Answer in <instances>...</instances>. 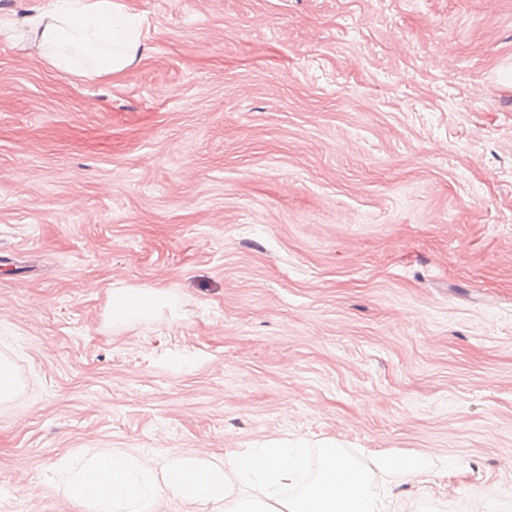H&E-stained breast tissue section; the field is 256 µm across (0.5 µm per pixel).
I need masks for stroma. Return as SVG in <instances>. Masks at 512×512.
Returning <instances> with one entry per match:
<instances>
[{"mask_svg": "<svg viewBox=\"0 0 512 512\" xmlns=\"http://www.w3.org/2000/svg\"><path fill=\"white\" fill-rule=\"evenodd\" d=\"M0 0V512L74 448L275 439L402 512H512V0H124L140 61L52 67ZM115 286L175 319L119 329ZM19 387L20 382L13 363L0 354V403L10 401Z\"/></svg>", "mask_w": 512, "mask_h": 512, "instance_id": "stroma-1", "label": "stroma"}]
</instances>
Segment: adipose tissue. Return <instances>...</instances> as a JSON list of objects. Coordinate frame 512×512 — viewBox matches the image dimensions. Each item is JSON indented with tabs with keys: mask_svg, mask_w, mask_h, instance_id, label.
I'll return each mask as SVG.
<instances>
[{
	"mask_svg": "<svg viewBox=\"0 0 512 512\" xmlns=\"http://www.w3.org/2000/svg\"><path fill=\"white\" fill-rule=\"evenodd\" d=\"M26 24L45 60L72 75L79 72L71 55L75 49L91 59L90 72L98 76L125 71L143 53L139 24L124 0H51ZM170 303L160 288L117 287L108 294L107 316L116 327L157 319Z\"/></svg>",
	"mask_w": 512,
	"mask_h": 512,
	"instance_id": "adipose-tissue-1",
	"label": "adipose tissue"
}]
</instances>
